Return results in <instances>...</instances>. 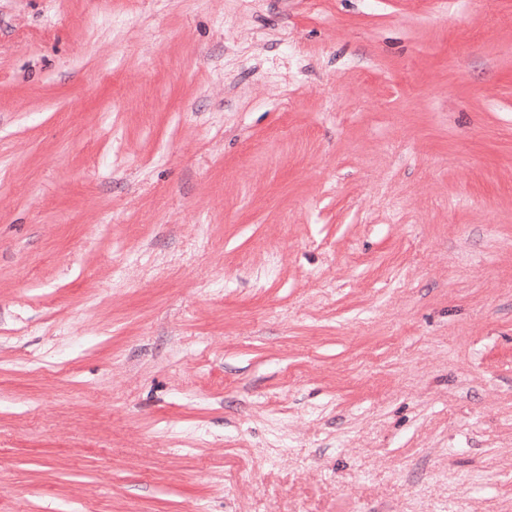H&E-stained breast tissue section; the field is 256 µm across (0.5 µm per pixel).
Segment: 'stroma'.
I'll return each instance as SVG.
<instances>
[{"instance_id":"stroma-1","label":"stroma","mask_w":512,"mask_h":512,"mask_svg":"<svg viewBox=\"0 0 512 512\" xmlns=\"http://www.w3.org/2000/svg\"><path fill=\"white\" fill-rule=\"evenodd\" d=\"M0 512H512V0H0Z\"/></svg>"}]
</instances>
